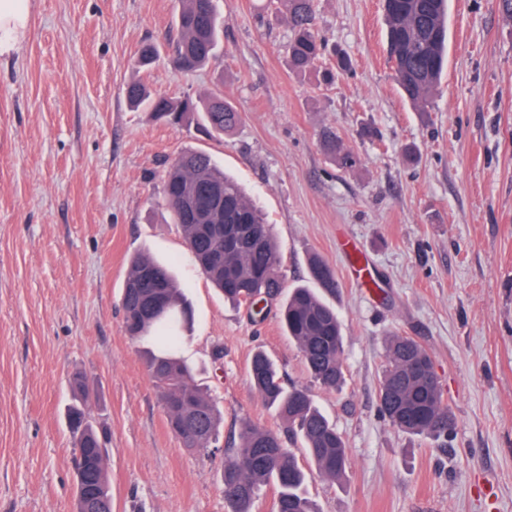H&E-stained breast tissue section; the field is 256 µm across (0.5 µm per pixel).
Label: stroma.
Wrapping results in <instances>:
<instances>
[{"label": "stroma", "instance_id": "stroma-1", "mask_svg": "<svg viewBox=\"0 0 512 512\" xmlns=\"http://www.w3.org/2000/svg\"><path fill=\"white\" fill-rule=\"evenodd\" d=\"M330 52L288 65V19L266 0H220L224 39L191 75L138 64L171 31L178 0H31L19 52L0 60V512H75L66 410L88 382L106 427L112 512H228L224 463L244 423L300 442L250 384L264 350L309 390L348 448L346 478L310 474L316 512H512V21L495 0H450L448 66L427 111L400 94L381 0H315ZM351 60L321 80L334 52ZM198 99L222 90L244 120L224 135L130 107L125 88ZM355 154L339 167L324 130ZM203 150L265 213L287 286L308 258L335 271L345 383H314L275 304L261 321L225 303L165 204L169 164ZM371 281H349L348 244ZM173 265L194 323L178 354L222 413L210 454L170 432L124 328L133 256ZM429 353L452 418L447 443L378 411L384 343Z\"/></svg>", "mask_w": 512, "mask_h": 512}]
</instances>
